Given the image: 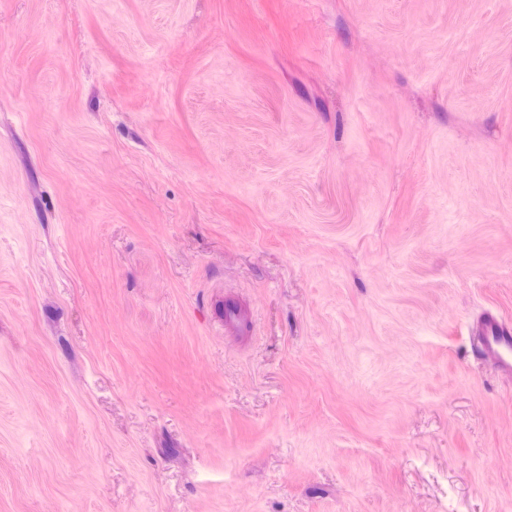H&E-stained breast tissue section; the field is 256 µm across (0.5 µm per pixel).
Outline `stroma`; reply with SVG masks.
I'll list each match as a JSON object with an SVG mask.
<instances>
[{
	"instance_id": "obj_1",
	"label": "stroma",
	"mask_w": 512,
	"mask_h": 512,
	"mask_svg": "<svg viewBox=\"0 0 512 512\" xmlns=\"http://www.w3.org/2000/svg\"><path fill=\"white\" fill-rule=\"evenodd\" d=\"M486 309L512 0H0V512H512ZM226 314H224V306L221 309L220 318L223 321L224 333L234 332L242 333L247 328V322L237 306V304L231 300H226Z\"/></svg>"
}]
</instances>
